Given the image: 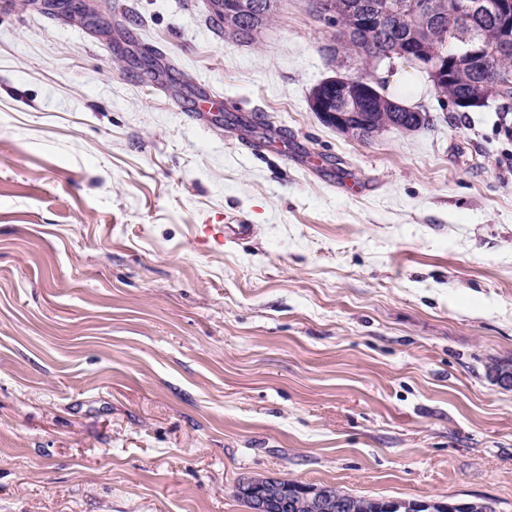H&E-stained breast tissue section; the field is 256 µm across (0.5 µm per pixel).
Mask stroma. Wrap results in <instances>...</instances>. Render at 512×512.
Here are the masks:
<instances>
[{
  "label": "stroma",
  "instance_id": "1",
  "mask_svg": "<svg viewBox=\"0 0 512 512\" xmlns=\"http://www.w3.org/2000/svg\"><path fill=\"white\" fill-rule=\"evenodd\" d=\"M332 33L0 10V512H246L247 476L512 512V137L400 59L428 128L326 125Z\"/></svg>",
  "mask_w": 512,
  "mask_h": 512
}]
</instances>
